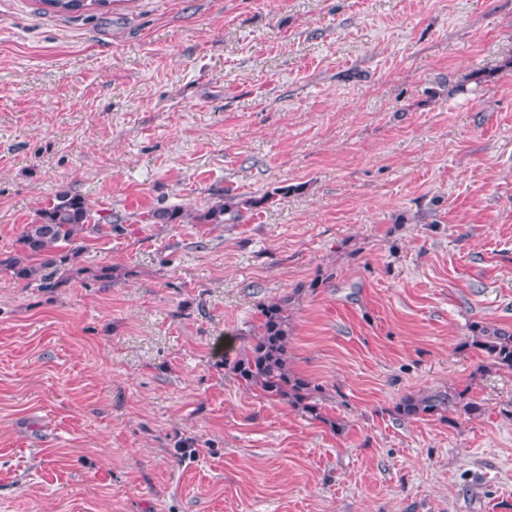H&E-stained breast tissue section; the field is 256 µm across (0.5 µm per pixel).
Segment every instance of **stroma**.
Instances as JSON below:
<instances>
[{
    "instance_id": "1",
    "label": "stroma",
    "mask_w": 512,
    "mask_h": 512,
    "mask_svg": "<svg viewBox=\"0 0 512 512\" xmlns=\"http://www.w3.org/2000/svg\"><path fill=\"white\" fill-rule=\"evenodd\" d=\"M62 192L114 228L0 273V512H512V0H0V257ZM286 296L323 423L222 363ZM57 12L91 11L112 6V0H42ZM276 194H266L260 198L242 199L234 194L232 190L225 189L224 202L209 207L206 210L195 211L193 209L174 208H155L146 214L145 218L138 220L143 224H180L185 220L194 224H226V221L239 222L244 218L243 212L255 211L260 207H265ZM229 215V219L224 216ZM471 336H467L465 346L478 350L487 364L478 366L476 372L494 370L512 371V333L498 328L479 324L471 325ZM463 390L456 394H448L447 392H437L421 396L407 395L401 398L396 404L395 411L403 417H445V413L451 410L450 407L456 408L468 418H476L482 415L484 409L482 404L470 397ZM459 405V406H458Z\"/></svg>"
}]
</instances>
